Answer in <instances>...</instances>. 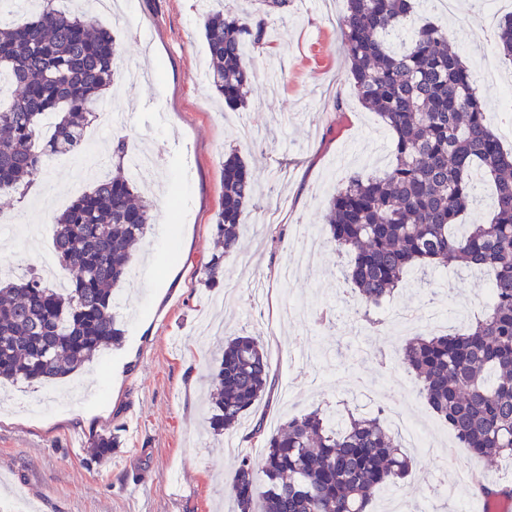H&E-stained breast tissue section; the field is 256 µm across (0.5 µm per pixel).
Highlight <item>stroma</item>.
Here are the masks:
<instances>
[{"label": "stroma", "mask_w": 512, "mask_h": 512, "mask_svg": "<svg viewBox=\"0 0 512 512\" xmlns=\"http://www.w3.org/2000/svg\"><path fill=\"white\" fill-rule=\"evenodd\" d=\"M113 32L121 57L119 79L104 95L103 110L119 124L91 133L84 153L52 158L24 195L0 199L10 231L0 234V260L14 277L39 269L52 248V218L79 190L88 156L111 164L113 140L131 152L159 158L151 226L133 261V273L115 308L120 345L104 350L66 379L62 391L47 385L10 384L0 398V476L9 492L24 494L41 512H231L224 473L236 457L261 463L264 443L250 438L255 423L273 433L288 417L322 407L360 414L401 405L429 445L411 449L415 463L399 484L383 487L372 512H484V500L460 469L480 472L489 486L512 482V465L471 459L427 407L416 382L398 364L404 339L437 334L416 285L417 273L380 308L418 317L413 327H388L354 335L339 325L307 334L289 321V300L312 317L323 310L350 314L357 302L344 283V258L322 248L310 270L291 282L281 271L294 247V227L321 225L324 206L347 174L380 173L392 162L391 135L359 102L346 79L348 64L337 21L345 0H294L285 17L273 18L275 47L255 64L244 111L228 109L204 80L210 57L202 35L198 0H72ZM419 12L446 26L449 40L469 65L494 50L499 14L467 7ZM497 86L479 84L489 119L505 149H512V113L501 111L498 87L512 85V65L498 62ZM344 109H336V99ZM238 152L255 183L245 212L242 250L252 263L224 259L214 287L203 270L215 250L213 225L223 192L222 161ZM437 288L451 291L439 308L456 304L464 320L483 312L477 300L484 274L451 269L434 273ZM260 337L270 363L264 399L237 433L214 435L205 393L216 337ZM118 434L110 459L88 449L100 434Z\"/></svg>", "instance_id": "35a3bbf8"}]
</instances>
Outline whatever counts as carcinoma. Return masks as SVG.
<instances>
[{"label":"carcinoma","instance_id":"obj_1","mask_svg":"<svg viewBox=\"0 0 512 512\" xmlns=\"http://www.w3.org/2000/svg\"><path fill=\"white\" fill-rule=\"evenodd\" d=\"M251 10L211 4L201 14L212 63L209 83L232 109L247 103L255 63L273 48L268 19L288 14L293 0H254ZM10 26L0 18V194L21 192L58 155L84 149L92 106L117 75L118 49L109 29L52 6ZM414 0H346L338 20L349 61L347 80L365 108L393 133L394 160L381 174L349 176L328 200L327 243L347 258L345 282L360 300L355 321L375 315L412 270L422 292L437 295L438 268L489 273L493 297L467 328L416 336L399 360L427 404L471 456L512 459V153L489 124L488 105L448 32L415 23ZM494 42L512 63V12ZM224 194L205 282L238 253L243 216L255 195L247 165L224 159ZM492 189V216L467 224L479 190ZM153 204L129 176L93 183L53 218V250L72 272L64 289L39 274L0 279V380L48 384L78 370L120 339L113 294L130 274L137 244L150 228ZM209 427L234 431L266 395L270 364L262 342L238 335L214 358ZM334 427L317 407L295 415L264 439L256 469L244 455L224 491L237 512H370L379 489L412 468L402 443L380 414L340 415ZM117 437L101 434L91 453L104 459Z\"/></svg>","mask_w":512,"mask_h":512}]
</instances>
